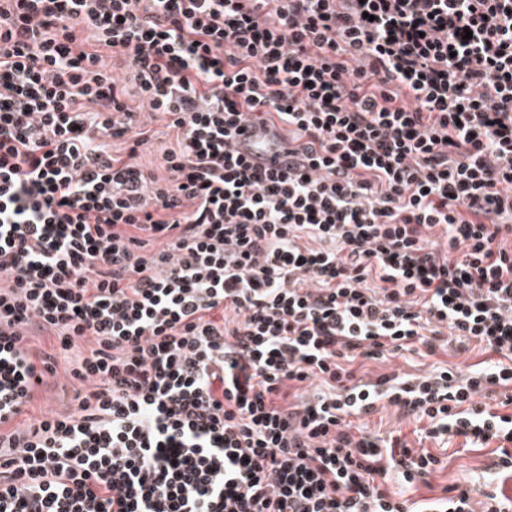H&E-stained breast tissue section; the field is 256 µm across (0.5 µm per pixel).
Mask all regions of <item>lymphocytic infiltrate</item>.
<instances>
[{
  "instance_id": "1",
  "label": "lymphocytic infiltrate",
  "mask_w": 512,
  "mask_h": 512,
  "mask_svg": "<svg viewBox=\"0 0 512 512\" xmlns=\"http://www.w3.org/2000/svg\"><path fill=\"white\" fill-rule=\"evenodd\" d=\"M455 437L512 479V0H0V512H414ZM407 359L403 357L390 358L384 364L371 363L370 368L375 373L392 372L393 370L400 372L418 373L429 369V365L433 363L431 357H421L417 354L405 353ZM50 383L51 386L46 387L45 390L42 391V394L38 400L34 402V405L26 411V414L18 417L16 423L21 422L25 424L29 419L40 418L43 413H48L50 410L61 409L58 399V396L63 394L61 389L65 387L66 391L70 392L71 390L66 374L62 371L58 372L54 379H50ZM73 395L74 394L70 392L67 398H71ZM358 425H363L367 427L368 430L375 433L380 431L383 436H386L391 431L400 430L402 438L409 441L412 446H419L414 431L420 428L421 424L412 419L399 417L398 413L392 407L380 409L379 412L359 421Z\"/></svg>"
}]
</instances>
